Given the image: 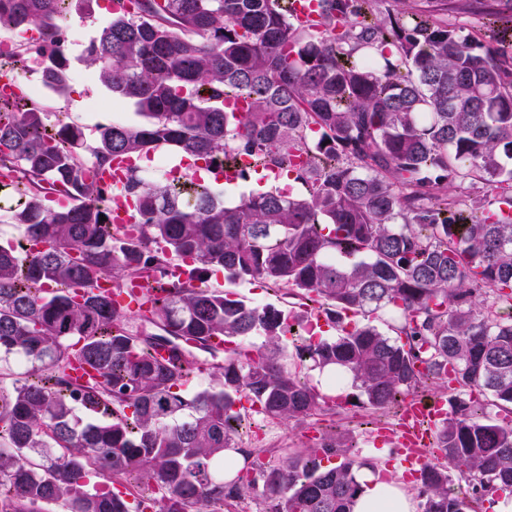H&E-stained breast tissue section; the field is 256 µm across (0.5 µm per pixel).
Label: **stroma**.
Returning <instances> with one entry per match:
<instances>
[{
	"label": "stroma",
	"mask_w": 512,
	"mask_h": 512,
	"mask_svg": "<svg viewBox=\"0 0 512 512\" xmlns=\"http://www.w3.org/2000/svg\"><path fill=\"white\" fill-rule=\"evenodd\" d=\"M493 0H372L375 9H419L431 7L436 17L445 23L462 27L474 40L486 43L496 38L492 26L486 24L483 12ZM106 10H95L92 16L72 15L69 19L70 40L67 45L71 61L68 89L64 96L47 95L44 106L57 113L60 122L77 125L87 142H95L101 125L108 123L114 100L111 93L100 83L94 72L83 61L84 49L107 19ZM204 285L209 289H228L236 297L253 306L275 305L304 315L305 309L296 305L284 291L269 285L252 282L227 284L222 272L211 273ZM397 409H374L366 405H345L318 412L302 423L284 424L271 421L257 414H250L241 436V447L262 449V462L277 459L284 448L316 447L323 434L336 433L353 437L361 457L369 465L382 468L396 463L393 445L378 441L381 427L394 423Z\"/></svg>",
	"instance_id": "obj_1"
}]
</instances>
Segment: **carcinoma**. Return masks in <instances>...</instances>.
<instances>
[{
    "instance_id": "obj_1",
    "label": "carcinoma",
    "mask_w": 512,
    "mask_h": 512,
    "mask_svg": "<svg viewBox=\"0 0 512 512\" xmlns=\"http://www.w3.org/2000/svg\"><path fill=\"white\" fill-rule=\"evenodd\" d=\"M99 0H0V28L48 35L39 65L65 94L70 61L62 17ZM325 30L293 23L274 0H133L110 14L84 62L145 122L112 124L95 145L80 129H53L26 95H0V179L12 222L44 249L0 243V505L3 512H130L115 486L146 484L160 498L136 512H224L248 498L261 512H352L365 465L351 439L281 449L247 472L225 462L245 424L244 398L271 420L299 423L336 405L299 367L349 376L356 400L400 405L433 384L451 389L435 448L417 479L421 512H474L476 496L512 489V420L480 397L512 406V41L480 44L430 15L369 17L370 0H324ZM491 24L512 30V0ZM244 97V113L219 99ZM170 146L208 165L231 148L256 165L287 166L288 190L225 204L205 181L147 184L131 171L123 190L136 232L112 231L104 170L118 157ZM495 192L476 209L474 182ZM77 205L43 202L44 185ZM259 280L316 303L339 327L334 340L295 330L296 315L252 307L198 282ZM147 277L150 309L117 310L98 291ZM390 316L391 337L343 315ZM296 358L285 363L284 337ZM224 338V350L212 348ZM263 337L250 348L241 340ZM171 349L166 362L153 351ZM210 383L185 393L201 358ZM74 361L96 371L77 391ZM337 456L338 465L322 459ZM464 483L454 492L453 479Z\"/></svg>"
}]
</instances>
